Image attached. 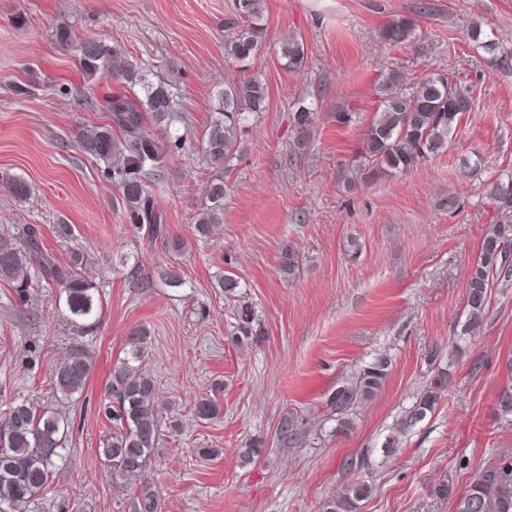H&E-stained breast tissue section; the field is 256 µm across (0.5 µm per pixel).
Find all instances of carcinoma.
I'll return each instance as SVG.
<instances>
[{
  "label": "carcinoma",
  "instance_id": "carcinoma-1",
  "mask_svg": "<svg viewBox=\"0 0 512 512\" xmlns=\"http://www.w3.org/2000/svg\"><path fill=\"white\" fill-rule=\"evenodd\" d=\"M241 19L224 50L238 62H248L257 55L267 35L263 0H236ZM416 29L409 17L392 20L383 30V38L400 45ZM280 59L291 72L305 67L307 54L301 39L282 38L278 45ZM120 50L96 37L80 43V65L90 75L112 73V63ZM119 77L140 95L130 100L116 93L109 100L112 125L85 128L79 135L82 149L92 157L109 162L107 176L121 190L133 223L141 222V213L150 208L151 175L164 166L169 153L182 148L160 142L146 122L160 125L174 112L169 89L155 83L145 69L126 62ZM268 87L255 75L224 84L217 95L215 114L206 134L203 154L206 165L224 170L238 151L237 130L248 115L266 109ZM470 91L445 74H429L410 89L401 84V75L388 74L379 86V103L364 131L359 154L362 166H381L403 172L419 161L448 147L459 117L471 111ZM293 126L304 138L313 124V112L306 107L292 116ZM5 182L16 201L27 199L30 188L19 177L6 176ZM487 197L496 213L495 223L486 231L478 260L467 280L465 308L467 320L463 334H470L479 324L490 298L491 285L498 277L512 276L505 259L512 251V172L506 170L487 184ZM208 204L199 214L196 229L209 234L224 213V179L211 180ZM84 255L75 252L65 266L58 265L41 246L36 225L28 224L19 236L0 227V280L11 284L16 298L30 300L31 288L54 286L64 297V306L75 331L84 333L99 322L101 301L96 288L82 274ZM149 330L141 328L130 338L127 356L112 370L105 387L104 416L115 431L102 448L105 457L115 462L127 480H136L146 470L160 435V408L156 384L142 367ZM388 361L382 357L358 369L336 387L326 402L329 417L344 422L352 409L370 398L387 375ZM507 382L497 393V404L504 415L512 414V360L507 362ZM92 371V357L80 346L71 348L69 356L51 376V388L59 400H71L84 393ZM448 373L441 371L431 378L413 405L385 437L383 447L395 448L400 437L422 422L448 389ZM72 433L70 416L57 404H38L28 399L13 402L0 416V512H20L47 487L56 459ZM508 461L503 473L497 462ZM365 483L348 486L342 493L325 500L321 512H358L360 503L369 497ZM133 512H162L158 495L148 484H139L132 504ZM454 512H512V456L494 458L477 471L468 484L454 496Z\"/></svg>",
  "mask_w": 512,
  "mask_h": 512
}]
</instances>
